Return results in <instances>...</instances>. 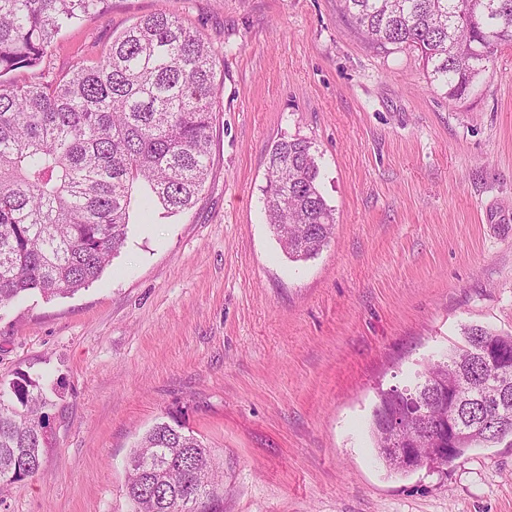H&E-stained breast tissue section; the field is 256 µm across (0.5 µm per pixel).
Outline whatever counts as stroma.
<instances>
[{"mask_svg": "<svg viewBox=\"0 0 512 512\" xmlns=\"http://www.w3.org/2000/svg\"><path fill=\"white\" fill-rule=\"evenodd\" d=\"M165 8L218 58L210 174L189 210L132 208L89 287L0 308V378L41 377L52 402L0 512H133L125 460L159 420L212 448L224 512H512V447L398 475L370 433L379 392L463 326L512 331V45L451 101L339 0H109L12 77L62 78ZM295 137L336 220L301 263L262 207L268 151Z\"/></svg>", "mask_w": 512, "mask_h": 512, "instance_id": "35a3bbf8", "label": "stroma"}]
</instances>
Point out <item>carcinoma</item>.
Here are the masks:
<instances>
[{
  "label": "carcinoma",
  "instance_id": "1",
  "mask_svg": "<svg viewBox=\"0 0 512 512\" xmlns=\"http://www.w3.org/2000/svg\"><path fill=\"white\" fill-rule=\"evenodd\" d=\"M107 2L0 0V307L98 281L126 243L135 196L176 214L193 205L208 177L215 52L172 11L142 18L94 65L59 80L6 79L37 66L63 27L102 13ZM342 2L371 44L418 51L430 84L450 100L479 82L490 48L512 42V0ZM267 169L271 232L288 260L317 256L335 226L317 150L305 138L280 140ZM486 344L507 352L512 334L465 326L462 341L416 372L411 386L380 392L372 437L389 471L432 469L512 438V364L490 362ZM50 405L28 373L0 380V487L38 472ZM383 409L422 448L409 468L390 461L378 424ZM447 414L463 432L444 458L434 448ZM125 490L134 512H223L224 471L192 432L162 421L130 451Z\"/></svg>",
  "mask_w": 512,
  "mask_h": 512
}]
</instances>
